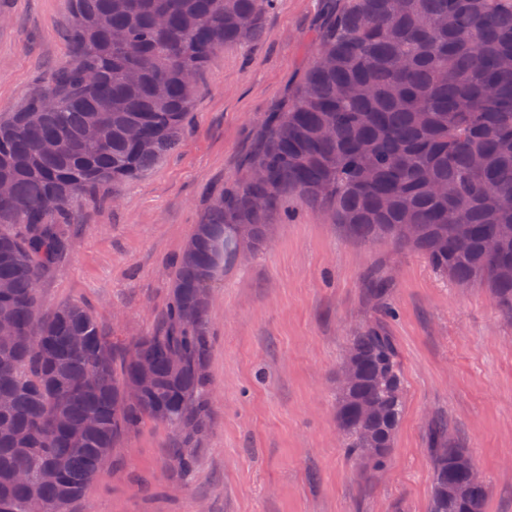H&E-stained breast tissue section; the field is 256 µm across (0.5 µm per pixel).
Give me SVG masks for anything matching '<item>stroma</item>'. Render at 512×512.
Segmentation results:
<instances>
[{
    "label": "stroma",
    "instance_id": "obj_1",
    "mask_svg": "<svg viewBox=\"0 0 512 512\" xmlns=\"http://www.w3.org/2000/svg\"><path fill=\"white\" fill-rule=\"evenodd\" d=\"M334 8L278 0L258 40L217 50L201 70L176 151L118 190L73 199L71 250L40 283L41 312L80 302L115 336L156 326L173 258L214 195L244 177ZM72 15V0H0V113L69 62ZM376 321L395 343L406 394L389 467L371 475L338 438L336 374L349 336ZM210 333L213 415L194 472L178 474L169 431L146 424L79 512H427L429 438L441 421L489 481L486 512H512V319L484 286H453L418 253L357 238L296 196L267 247L212 289Z\"/></svg>",
    "mask_w": 512,
    "mask_h": 512
}]
</instances>
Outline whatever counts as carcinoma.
<instances>
[{
    "label": "carcinoma",
    "instance_id": "1",
    "mask_svg": "<svg viewBox=\"0 0 512 512\" xmlns=\"http://www.w3.org/2000/svg\"><path fill=\"white\" fill-rule=\"evenodd\" d=\"M274 0H74L68 64L47 92L0 115V512H75L104 448L167 428L179 472L209 425L212 284L240 260L235 228L268 240L300 196L364 238L419 252L439 274L489 288L512 317V0H340L244 178L212 200L175 261L171 300L141 336L104 332L82 304L43 315L38 285L70 248L71 200L135 179L181 145L212 54L260 37ZM413 224L407 240L400 225ZM153 381L139 388V363ZM336 428L365 471L388 463L405 401L391 337L348 338ZM428 512H485L464 494L471 453L431 433ZM60 466L40 483L42 467Z\"/></svg>",
    "mask_w": 512,
    "mask_h": 512
}]
</instances>
